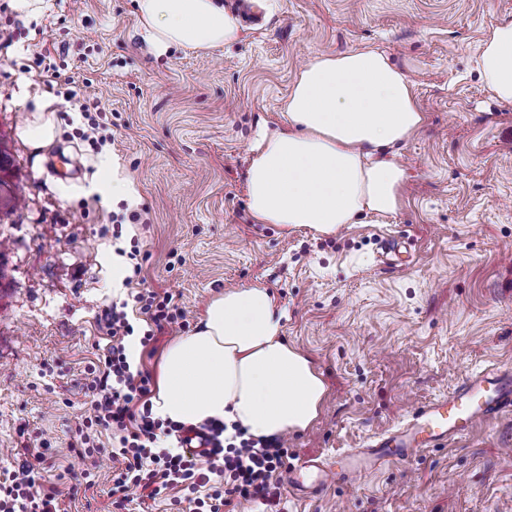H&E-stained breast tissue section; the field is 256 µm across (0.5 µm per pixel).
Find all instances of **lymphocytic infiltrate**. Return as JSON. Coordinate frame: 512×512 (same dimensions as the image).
I'll list each match as a JSON object with an SVG mask.
<instances>
[{
	"instance_id": "lymphocytic-infiltrate-1",
	"label": "lymphocytic infiltrate",
	"mask_w": 512,
	"mask_h": 512,
	"mask_svg": "<svg viewBox=\"0 0 512 512\" xmlns=\"http://www.w3.org/2000/svg\"><path fill=\"white\" fill-rule=\"evenodd\" d=\"M141 311L153 324L140 339L148 346L165 327L189 325L172 295L136 294ZM108 335L102 354L87 366L91 380L84 418L72 445L78 454L115 462L108 492L112 512H130V489L141 499L168 498L172 491L194 493L191 512H224L233 502L271 501L273 477L288 466V449L278 437L225 444V426L212 420L187 427L153 416L151 377L132 368L129 338L134 328L125 310L111 305L97 317ZM176 435L178 450L158 444L159 435ZM78 488L62 475L23 463L0 475V512H61L65 498Z\"/></svg>"
}]
</instances>
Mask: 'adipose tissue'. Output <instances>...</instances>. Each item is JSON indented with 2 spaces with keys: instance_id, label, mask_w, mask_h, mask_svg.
I'll return each mask as SVG.
<instances>
[{
  "instance_id": "ef3b65f1",
  "label": "adipose tissue",
  "mask_w": 512,
  "mask_h": 512,
  "mask_svg": "<svg viewBox=\"0 0 512 512\" xmlns=\"http://www.w3.org/2000/svg\"><path fill=\"white\" fill-rule=\"evenodd\" d=\"M157 53L237 43L238 19L221 0H135ZM482 78L512 103V22L481 46ZM285 123L250 144L248 208L259 224L331 235L384 219L400 206L406 171L398 147L424 123L414 86L387 54L368 47L314 56L283 103ZM284 312L267 289L237 288L212 299L199 327L164 349L153 413L185 426L209 420L245 436L308 428L327 387L312 360L283 334Z\"/></svg>"
}]
</instances>
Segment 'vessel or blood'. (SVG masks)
Wrapping results in <instances>:
<instances>
[{"mask_svg":"<svg viewBox=\"0 0 512 512\" xmlns=\"http://www.w3.org/2000/svg\"><path fill=\"white\" fill-rule=\"evenodd\" d=\"M512 412V370L467 375L448 395L415 408L408 420L384 431L336 465L306 460L289 466L284 481L293 494H320L334 481L351 480L390 463L406 462L427 448L467 435L478 423Z\"/></svg>","mask_w":512,"mask_h":512,"instance_id":"obj_1","label":"vessel or blood"}]
</instances>
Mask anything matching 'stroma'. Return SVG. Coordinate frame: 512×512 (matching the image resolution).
<instances>
[{"mask_svg": "<svg viewBox=\"0 0 512 512\" xmlns=\"http://www.w3.org/2000/svg\"><path fill=\"white\" fill-rule=\"evenodd\" d=\"M512 0H275L228 48L157 54L134 0H0V178L21 202L0 211V468L45 433L44 465L95 474L65 512H105L112 470L71 447L84 415L85 368L106 346L96 316L129 293H169L198 327L211 299L267 288L284 334L322 371L317 418L288 436L293 463L331 461L446 395L471 371L512 369V104L477 68L488 31ZM376 46L413 83L422 129L400 148L408 173L396 214L318 237L254 223L249 143L278 127L300 68L321 52ZM50 60L90 80L112 140L80 139L77 101L39 75ZM53 99L55 137H20L34 98ZM80 168L56 176L55 154ZM125 192L112 194L113 182ZM141 218L131 222L128 216ZM121 216L122 236L107 230ZM405 242L408 264L382 260ZM138 248L140 275L112 285L114 247ZM278 512H512V414L465 437L299 498L281 477Z\"/></svg>", "mask_w": 512, "mask_h": 512, "instance_id": "1", "label": "stroma"}]
</instances>
